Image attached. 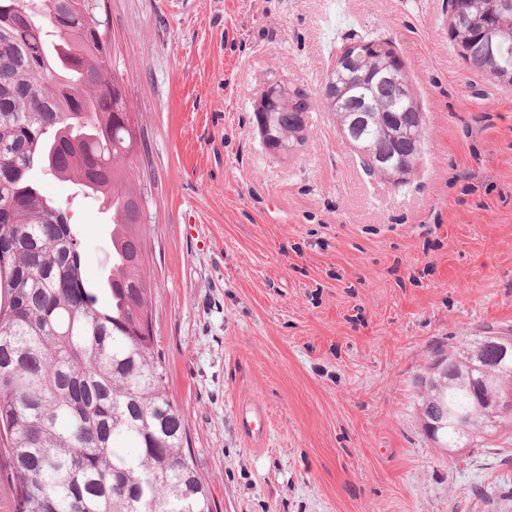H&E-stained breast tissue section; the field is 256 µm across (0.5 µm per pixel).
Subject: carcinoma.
<instances>
[{"instance_id": "carcinoma-1", "label": "carcinoma", "mask_w": 512, "mask_h": 512, "mask_svg": "<svg viewBox=\"0 0 512 512\" xmlns=\"http://www.w3.org/2000/svg\"><path fill=\"white\" fill-rule=\"evenodd\" d=\"M81 0H0V460L7 461L14 512H213L199 478L186 426L167 393L165 367L153 352L152 280L139 231L137 191L126 168L137 134L109 41L75 23ZM506 24L512 0H484L460 35L465 62L506 80L512 40L489 52L474 34L487 13ZM55 80L52 87L46 82ZM308 102L296 97L264 110L273 128L303 130ZM345 136L365 158L388 154L366 113ZM37 167L112 203V288L82 275L80 243L67 208L30 177ZM464 351L451 350L448 413L474 420L468 433L448 420L438 431L449 448L512 426L478 414ZM481 363L498 367L494 395L512 389V363L494 347Z\"/></svg>"}]
</instances>
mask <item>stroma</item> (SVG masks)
<instances>
[{
	"instance_id": "obj_1",
	"label": "stroma",
	"mask_w": 512,
	"mask_h": 512,
	"mask_svg": "<svg viewBox=\"0 0 512 512\" xmlns=\"http://www.w3.org/2000/svg\"><path fill=\"white\" fill-rule=\"evenodd\" d=\"M144 138L139 174L155 351L217 512H512V444L454 454L421 382L480 325L512 328V87L474 73L449 0H100ZM388 42L424 129L402 182L369 174L322 101L337 54ZM310 103L268 145L269 90ZM63 203L86 279L111 219ZM267 413L263 442L238 407Z\"/></svg>"
}]
</instances>
